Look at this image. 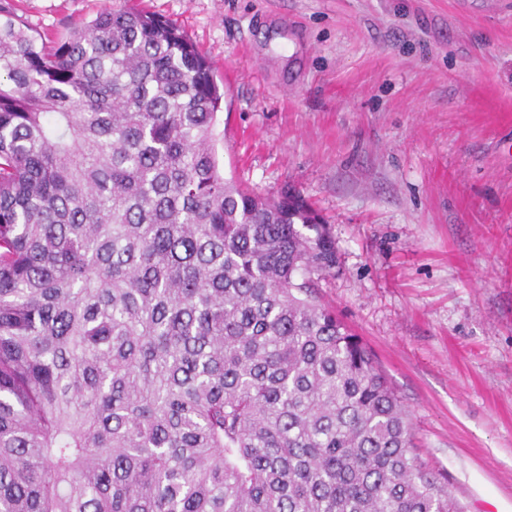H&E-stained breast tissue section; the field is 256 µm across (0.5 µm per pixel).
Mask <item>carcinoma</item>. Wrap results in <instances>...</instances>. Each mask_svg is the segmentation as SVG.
<instances>
[{"mask_svg":"<svg viewBox=\"0 0 512 512\" xmlns=\"http://www.w3.org/2000/svg\"><path fill=\"white\" fill-rule=\"evenodd\" d=\"M223 100L171 22L0 0V512H463L313 296L327 226L224 178Z\"/></svg>","mask_w":512,"mask_h":512,"instance_id":"carcinoma-1","label":"carcinoma"}]
</instances>
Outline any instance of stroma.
I'll return each mask as SVG.
<instances>
[{
	"mask_svg": "<svg viewBox=\"0 0 512 512\" xmlns=\"http://www.w3.org/2000/svg\"><path fill=\"white\" fill-rule=\"evenodd\" d=\"M68 37L175 23L224 82L226 178L336 242L323 303L373 352L465 512H512V0H15Z\"/></svg>",
	"mask_w": 512,
	"mask_h": 512,
	"instance_id": "obj_1",
	"label": "stroma"
}]
</instances>
